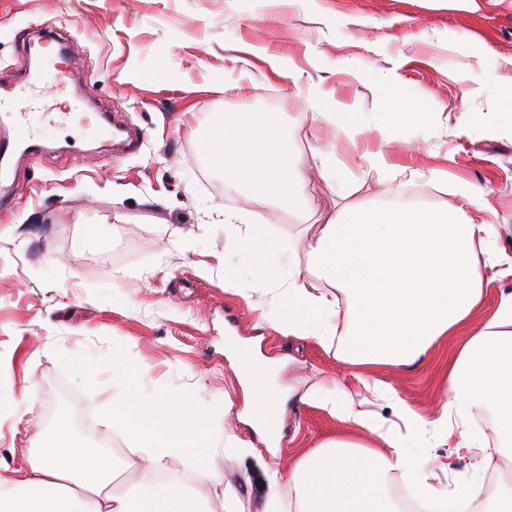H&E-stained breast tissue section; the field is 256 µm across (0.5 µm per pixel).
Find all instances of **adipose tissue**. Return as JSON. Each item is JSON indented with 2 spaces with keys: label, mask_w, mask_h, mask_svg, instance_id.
<instances>
[{
  "label": "adipose tissue",
  "mask_w": 512,
  "mask_h": 512,
  "mask_svg": "<svg viewBox=\"0 0 512 512\" xmlns=\"http://www.w3.org/2000/svg\"><path fill=\"white\" fill-rule=\"evenodd\" d=\"M327 128L346 137L360 132L354 113L336 111L320 96L311 112L283 121L260 111L225 113L201 148L251 201L276 203L300 216L309 208L308 176L293 146L302 132ZM457 194L454 205L346 202L322 223L305 225L307 266L284 279L266 268L282 246L265 225L225 211L227 244L245 248L257 265L255 305L265 308L273 328L314 338L327 349L342 343L353 364L405 366L471 319L486 291L487 270L512 275V258L494 257L488 249L492 222L466 216L468 208L480 207L479 198L464 188ZM235 362L249 424L277 440L284 394L274 368L247 352L236 353ZM364 389L356 404L332 390L313 391L304 400L375 435V443L330 441L288 470L268 472L259 512H399L388 493L395 473L414 487L420 512H512L511 483L497 482L487 494L449 465L421 456L445 446L471 455L478 475L497 472L499 451L489 438L512 439V293L502 295L453 355L433 415L398 404L395 389L382 381L365 382ZM381 401L395 403L393 422L382 423L375 412ZM482 412L492 415L486 431L472 425ZM110 420L133 434L139 458L117 466L58 431L29 454L24 477L0 479V512H202L176 480L147 494L114 493L112 482L120 471H165L177 454L207 466L216 426L178 397H147L135 388ZM285 484L291 496H282Z\"/></svg>",
  "instance_id": "ef3b65f1"
}]
</instances>
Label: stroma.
I'll return each instance as SVG.
<instances>
[{
	"label": "stroma",
	"instance_id": "1",
	"mask_svg": "<svg viewBox=\"0 0 512 512\" xmlns=\"http://www.w3.org/2000/svg\"><path fill=\"white\" fill-rule=\"evenodd\" d=\"M37 32L67 44L78 81L29 77L24 43ZM271 56L287 76L272 74ZM511 56L507 5L472 13L443 0H0V81L14 99L42 98L27 114L37 155L0 177V383L17 401L0 412V475L24 469L61 422L115 463L135 458V440L105 418L134 384L150 397L179 396L250 442L232 463L218 454L204 470L180 457L169 470L207 512H223L228 482L258 512L266 471L329 441L371 439L299 402L306 391L357 394L362 379H378L410 409L432 413L469 326L400 367L357 368L313 338L279 333L248 308L242 291L255 271L245 251L225 248L217 213L241 211L284 244L299 241L304 221L247 202L200 143L227 111H310L311 87L321 85L368 132L297 140L301 168L314 169L318 148L342 163V181L313 177L316 211L332 208L348 177L359 199L378 201L386 188L436 204L443 196L426 183L441 167L488 200L491 250L512 257V125L499 113ZM243 65L252 81L240 92L228 81ZM392 100L395 118L386 115ZM386 136L396 142L391 162L416 171L413 184L366 165L364 153ZM228 269L239 293L224 288ZM230 336L275 359L278 385L295 395L278 443L243 418Z\"/></svg>",
	"mask_w": 512,
	"mask_h": 512
}]
</instances>
